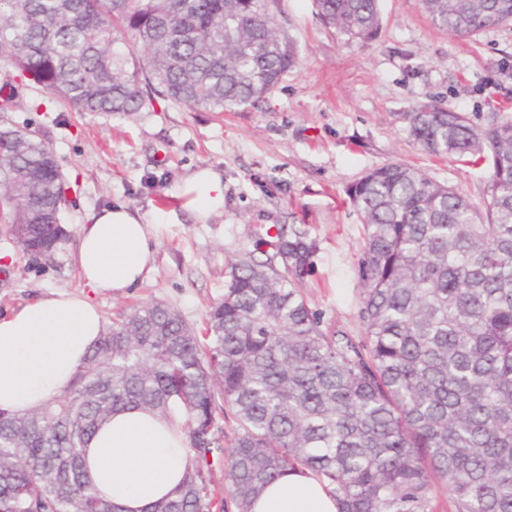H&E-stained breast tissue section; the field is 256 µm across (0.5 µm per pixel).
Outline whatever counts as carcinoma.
Masks as SVG:
<instances>
[{"mask_svg":"<svg viewBox=\"0 0 512 512\" xmlns=\"http://www.w3.org/2000/svg\"><path fill=\"white\" fill-rule=\"evenodd\" d=\"M357 39L378 0H313ZM432 24L473 38L512 23V0H421ZM298 63L270 0H0V111L36 86L79 112L129 116L141 84L177 105L238 112ZM436 156L487 165L483 207L425 172L389 163L348 189L362 216L363 335L324 327L300 289L316 243L260 237L229 263L204 339L152 303L108 324L70 387L27 413L0 410V512H122L96 490L84 451L129 407L186 437L193 464L151 512H238L288 470L328 481L339 512H512V122L472 126L422 103L403 114ZM69 184L45 139L0 122V224L51 262L67 239ZM268 250L263 251L261 247ZM236 422L231 439L218 412Z\"/></svg>","mask_w":512,"mask_h":512,"instance_id":"cac0c4a2","label":"carcinoma"}]
</instances>
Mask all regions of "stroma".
<instances>
[{
    "instance_id": "obj_1",
    "label": "stroma",
    "mask_w": 512,
    "mask_h": 512,
    "mask_svg": "<svg viewBox=\"0 0 512 512\" xmlns=\"http://www.w3.org/2000/svg\"><path fill=\"white\" fill-rule=\"evenodd\" d=\"M280 30L299 62L258 108L209 112L159 97L128 118L78 112L24 88L26 111L11 119L45 138L72 186L69 232L54 264L33 265L0 228V316L51 291H77V239L86 217L125 203L152 218L150 278L122 297H97L105 322L154 302L203 333L208 307L224 296L227 265L274 227L313 239L302 291L325 326L359 336L358 259L363 224L348 188L388 163L425 171L482 203L488 172L435 157L414 143L401 116L431 100L472 125L512 120V25L463 39L433 26L420 0H380L372 39L326 28L312 0H274ZM224 175V214L198 221L180 196L184 178Z\"/></svg>"
}]
</instances>
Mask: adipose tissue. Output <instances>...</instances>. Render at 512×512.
Instances as JSON below:
<instances>
[{
    "mask_svg": "<svg viewBox=\"0 0 512 512\" xmlns=\"http://www.w3.org/2000/svg\"><path fill=\"white\" fill-rule=\"evenodd\" d=\"M181 194L199 220L224 213V178L217 170L190 173ZM154 261L144 215L122 203L92 213L79 235L81 291L51 292L0 317V409L32 411L66 391L104 330L93 295H125L148 278ZM191 463L185 438L161 417L140 408L112 415L86 447L95 486L124 512H146L171 494ZM252 512L339 508L325 482L289 470L265 488Z\"/></svg>",
    "mask_w": 512,
    "mask_h": 512,
    "instance_id": "1",
    "label": "adipose tissue"
}]
</instances>
